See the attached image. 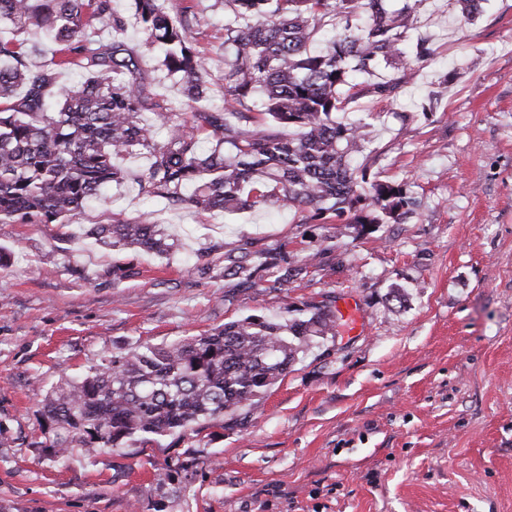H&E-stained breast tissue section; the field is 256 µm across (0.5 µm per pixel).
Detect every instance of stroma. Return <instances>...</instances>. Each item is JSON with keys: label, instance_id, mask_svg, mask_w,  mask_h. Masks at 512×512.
I'll list each match as a JSON object with an SVG mask.
<instances>
[{"label": "stroma", "instance_id": "1", "mask_svg": "<svg viewBox=\"0 0 512 512\" xmlns=\"http://www.w3.org/2000/svg\"><path fill=\"white\" fill-rule=\"evenodd\" d=\"M416 32L433 55L397 97L357 103L374 175L418 202L408 223L158 203L180 243L166 260L83 233L150 207L131 181L70 226L0 223V512H512V0L472 24L423 0ZM237 245L317 260L281 289L225 276ZM347 299L356 324L300 353L244 424L93 456L42 444L39 400L108 353Z\"/></svg>", "mask_w": 512, "mask_h": 512}]
</instances>
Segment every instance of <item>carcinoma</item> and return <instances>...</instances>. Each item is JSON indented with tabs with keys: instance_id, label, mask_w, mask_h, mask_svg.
I'll return each instance as SVG.
<instances>
[{
	"instance_id": "obj_1",
	"label": "carcinoma",
	"mask_w": 512,
	"mask_h": 512,
	"mask_svg": "<svg viewBox=\"0 0 512 512\" xmlns=\"http://www.w3.org/2000/svg\"><path fill=\"white\" fill-rule=\"evenodd\" d=\"M454 0L460 19L476 2ZM0 0V223L76 222L108 185L127 182L118 156L144 154L139 195L169 206L236 215L272 206L306 211L320 224H402L417 207L405 182H367L380 155L368 149L370 112L360 98L394 96L402 70L380 82L359 81L407 55L431 53V38L410 41L413 4L388 11L386 0H224L221 104L210 102L207 56L193 33L209 25L194 0ZM142 29L148 49L182 88L174 106L152 87L140 55L103 28ZM41 34L31 43L28 35ZM82 80L63 84L59 72ZM22 95H17V90ZM167 128L161 141L154 124ZM85 234L112 248L168 256L176 240L147 213L94 224ZM311 256L276 276L273 287L305 276ZM277 251L256 262L242 246L224 250V276L250 279L256 266L278 268ZM303 317L252 314L169 344L144 343L106 355L40 401L45 447L94 454L137 436L195 432L235 419L287 373L303 347L339 334V310L312 303Z\"/></svg>"
}]
</instances>
